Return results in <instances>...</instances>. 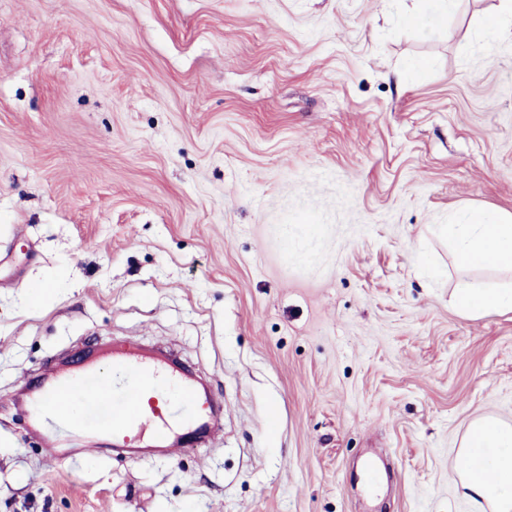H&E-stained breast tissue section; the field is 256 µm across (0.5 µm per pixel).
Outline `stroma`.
Returning a JSON list of instances; mask_svg holds the SVG:
<instances>
[{
    "label": "stroma",
    "instance_id": "1",
    "mask_svg": "<svg viewBox=\"0 0 512 512\" xmlns=\"http://www.w3.org/2000/svg\"><path fill=\"white\" fill-rule=\"evenodd\" d=\"M499 6L0 0V512H474L455 450L512 422V313L453 309L441 226L512 212ZM124 345L207 382L211 440L31 427L29 385ZM416 4L408 19L412 23L422 19L426 24H432L447 15L454 0H415Z\"/></svg>",
    "mask_w": 512,
    "mask_h": 512
}]
</instances>
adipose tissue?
<instances>
[{
    "label": "adipose tissue",
    "mask_w": 512,
    "mask_h": 512,
    "mask_svg": "<svg viewBox=\"0 0 512 512\" xmlns=\"http://www.w3.org/2000/svg\"><path fill=\"white\" fill-rule=\"evenodd\" d=\"M454 260L461 266L512 271V213L467 209L447 224ZM453 307L467 317L512 312V288L458 282ZM454 471L465 494L489 512H512V424L491 414L472 419L461 439Z\"/></svg>",
    "instance_id": "adipose-tissue-1"
}]
</instances>
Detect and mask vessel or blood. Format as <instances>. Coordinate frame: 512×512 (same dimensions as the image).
I'll list each match as a JSON object with an SVG mask.
<instances>
[{"label": "vessel or blood", "instance_id": "1", "mask_svg": "<svg viewBox=\"0 0 512 512\" xmlns=\"http://www.w3.org/2000/svg\"><path fill=\"white\" fill-rule=\"evenodd\" d=\"M109 363L108 378L81 364L39 386L31 397L34 425L58 438L92 427L116 446L147 439L175 448L215 421L211 398L198 397L174 364L128 349L113 351Z\"/></svg>", "mask_w": 512, "mask_h": 512}]
</instances>
